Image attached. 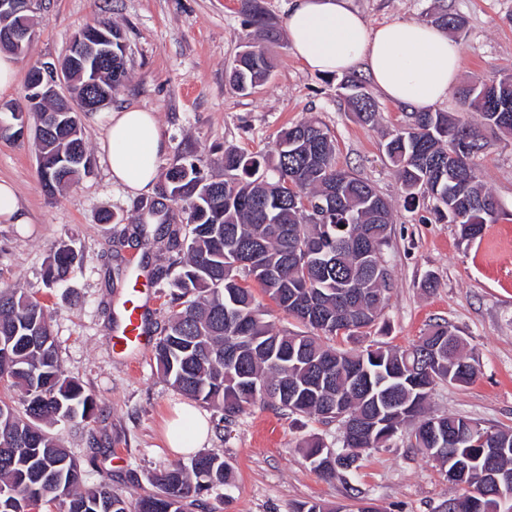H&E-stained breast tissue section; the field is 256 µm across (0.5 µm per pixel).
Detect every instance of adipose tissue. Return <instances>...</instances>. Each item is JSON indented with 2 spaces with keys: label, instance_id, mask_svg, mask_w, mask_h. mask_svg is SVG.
I'll use <instances>...</instances> for the list:
<instances>
[{
  "label": "adipose tissue",
  "instance_id": "1",
  "mask_svg": "<svg viewBox=\"0 0 512 512\" xmlns=\"http://www.w3.org/2000/svg\"><path fill=\"white\" fill-rule=\"evenodd\" d=\"M288 43L308 70L341 74L363 65L376 89L394 105L422 111L444 101L455 85L461 50L445 30L397 20L368 27L350 0H291ZM165 147L154 112H113L106 131V157L114 183L134 196L152 193L157 159ZM181 431L168 436L175 453L188 454L208 438L207 420L191 406L177 410Z\"/></svg>",
  "mask_w": 512,
  "mask_h": 512
}]
</instances>
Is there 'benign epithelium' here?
Listing matches in <instances>:
<instances>
[{"mask_svg":"<svg viewBox=\"0 0 512 512\" xmlns=\"http://www.w3.org/2000/svg\"><path fill=\"white\" fill-rule=\"evenodd\" d=\"M41 0H0V52L21 56L26 53L34 33L32 27L16 23L20 15L35 13ZM112 34L95 27L84 29L75 37L62 62L41 61L32 68L28 83V98L21 104L0 101V139H16L29 130V116L42 111L48 101L58 103L57 111L95 112L110 103L107 94L96 95L87 87L79 86L75 72L84 70L91 63H104L112 77H123L124 60L112 49Z\"/></svg>","mask_w":512,"mask_h":512,"instance_id":"7a95c632","label":"benign epithelium"}]
</instances>
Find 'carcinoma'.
I'll use <instances>...</instances> for the list:
<instances>
[{"label":"carcinoma","mask_w":512,"mask_h":512,"mask_svg":"<svg viewBox=\"0 0 512 512\" xmlns=\"http://www.w3.org/2000/svg\"><path fill=\"white\" fill-rule=\"evenodd\" d=\"M249 26L266 25L259 0H241ZM273 64L263 47L233 64V87L249 94L269 76ZM91 87L112 93L119 83L108 68L86 67ZM342 89L360 121L376 118L375 101L354 79ZM468 112L484 125L512 135V72L489 82L476 80L459 91ZM479 127L446 112L411 113L395 132L385 155L400 181L405 202L426 194L441 219L457 224L474 242L484 227L507 216L485 186L474 162L483 151ZM458 149L469 168L465 186L448 168V151ZM37 152L91 159L77 113L64 130L38 140ZM335 146L327 128L308 119L282 128L269 154L224 149V179L204 176L195 163L171 164L161 196L144 200L134 233L167 239L169 312L154 345L158 369L184 396L213 405L233 418L259 404L321 423L344 424L340 448L323 439L304 441V457L326 478H344L358 468L363 452L380 448L403 424L412 426V446L448 466V481L473 505L444 504V512H512V502L485 483L488 457L512 472V430L484 427L462 415L433 414L428 399L441 382L464 386L480 371L479 358L465 354L448 323L405 350L368 347L348 350L338 337L372 327L384 308L391 274L383 280L369 267L385 262L391 237V205L363 178L345 170L336 179ZM43 189L79 180L76 170L38 165ZM184 214L175 226L171 206ZM82 255L61 240L49 255L42 278L51 288L80 267ZM273 300L310 331L276 329L266 319L255 290ZM44 302L23 288L0 287V389L19 397L0 398V512H188L204 507L211 488L229 486L231 466L214 452L195 455L149 478L151 489L123 497L106 484H85L86 469L51 427L96 419L97 403L83 383L68 375ZM266 385L255 395L240 373ZM394 391L397 413L376 425L375 397Z\"/></svg>","instance_id":"obj_1"}]
</instances>
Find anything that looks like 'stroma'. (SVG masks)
Segmentation results:
<instances>
[{"label": "stroma", "mask_w": 512, "mask_h": 512, "mask_svg": "<svg viewBox=\"0 0 512 512\" xmlns=\"http://www.w3.org/2000/svg\"><path fill=\"white\" fill-rule=\"evenodd\" d=\"M351 4L373 28L396 20L428 24L441 12L462 17L464 29L450 35L462 52L458 84L512 70V26L505 21L512 0ZM36 19L28 53L17 60V80L0 91L2 100L22 101L31 65L63 58L85 25L109 20L126 44V80L107 108L82 118L90 174L46 194L38 180L34 136L0 141V179L15 185L31 218L27 224L0 223V286L37 293L52 313L64 370L96 397L92 432L69 422L52 428L77 458H87L91 443L105 448L97 468L88 470L87 484L106 482L127 497L147 487L150 475L190 462L166 443L163 419L184 398L158 369L152 348L125 354L112 349V317L122 314L136 279L151 282L153 333H160L168 316L165 283L157 278L167 243L132 238L138 199L112 182L105 163L109 118L130 107L157 115L165 142L159 169L184 157L209 177L223 174L225 148L266 153L282 127L318 118L334 141L337 166L369 181L393 208L385 250L392 274L387 305L375 325L355 333L345 348H406L429 325L448 322L465 352L479 357L481 370L468 385H436L432 411L512 428V136L484 131L490 147L476 162L508 216L486 225L482 239L469 243L458 225L436 220L432 199L405 206L383 150L410 114L384 99L362 67L352 74L377 105V119L369 125L340 95V75L304 68L284 38L268 48L273 69L263 85L248 95L233 88L230 67L245 41L258 37L245 24L240 0H42ZM105 211L113 213L112 222H101ZM61 240L81 254L82 266L62 286L49 289L41 271ZM430 275L436 285L429 289L424 281ZM198 409L213 426L204 451L222 455L234 473L231 486L207 494L211 512H294L306 501L345 505L350 512L362 502L376 512H439L460 493L435 460L410 446L406 428L385 447L366 451L346 483L320 476L301 451L312 435L338 446L337 424L254 407L220 430L218 410L204 403Z\"/></svg>", "instance_id": "1"}]
</instances>
